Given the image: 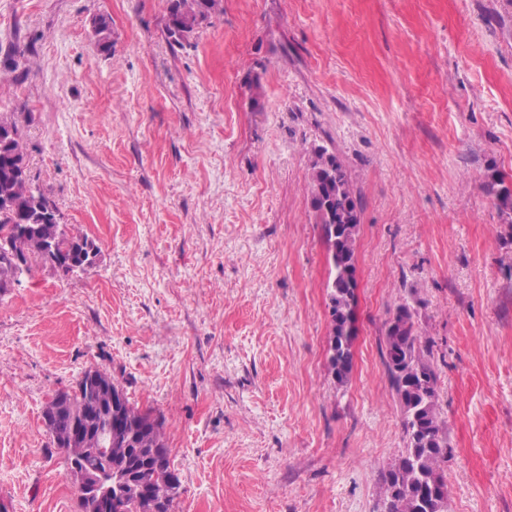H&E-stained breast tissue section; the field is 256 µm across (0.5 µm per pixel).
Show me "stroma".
Wrapping results in <instances>:
<instances>
[{
    "label": "stroma",
    "mask_w": 512,
    "mask_h": 512,
    "mask_svg": "<svg viewBox=\"0 0 512 512\" xmlns=\"http://www.w3.org/2000/svg\"><path fill=\"white\" fill-rule=\"evenodd\" d=\"M0 0V109L93 267L0 289V506L80 512L43 421L105 372L164 421L174 512H381L385 324L434 342L448 512H512V0ZM104 16L111 53L94 46ZM361 195L353 369L328 371L311 150ZM223 0H168L166 33L174 44L183 47L190 44L199 29L188 26L189 17L202 16L210 19L223 12ZM487 191L494 196L500 211L512 214V184L506 185L504 180L496 177L488 183Z\"/></svg>",
    "instance_id": "obj_1"
}]
</instances>
